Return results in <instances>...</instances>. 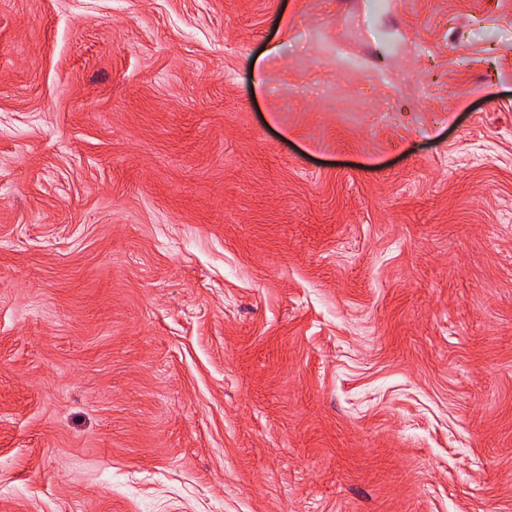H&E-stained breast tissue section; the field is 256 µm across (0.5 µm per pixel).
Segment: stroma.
<instances>
[{
    "label": "stroma",
    "instance_id": "1",
    "mask_svg": "<svg viewBox=\"0 0 512 512\" xmlns=\"http://www.w3.org/2000/svg\"><path fill=\"white\" fill-rule=\"evenodd\" d=\"M0 512H512V0H0Z\"/></svg>",
    "mask_w": 512,
    "mask_h": 512
}]
</instances>
